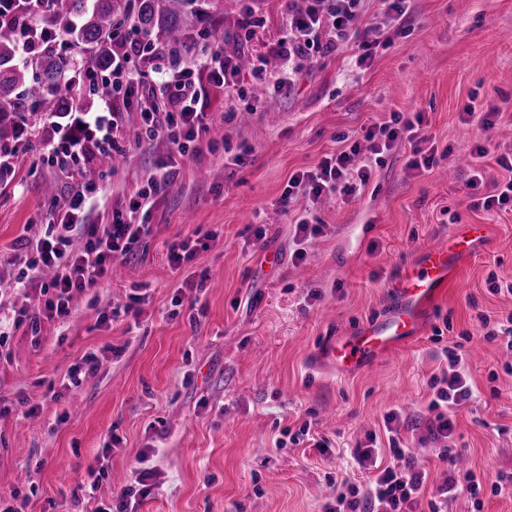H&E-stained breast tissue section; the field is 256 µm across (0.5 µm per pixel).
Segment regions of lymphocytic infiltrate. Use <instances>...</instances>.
Wrapping results in <instances>:
<instances>
[{
    "instance_id": "lymphocytic-infiltrate-1",
    "label": "lymphocytic infiltrate",
    "mask_w": 512,
    "mask_h": 512,
    "mask_svg": "<svg viewBox=\"0 0 512 512\" xmlns=\"http://www.w3.org/2000/svg\"><path fill=\"white\" fill-rule=\"evenodd\" d=\"M361 0H288L285 19L289 35L274 49L279 66L274 87L292 88L303 63L312 52L333 51L358 13ZM51 0H0V26L12 27L19 48V60L29 64L47 52H55L74 60V74L98 95L100 87L111 88L112 94L100 97L97 107L84 108L68 95H59L56 108L48 116L44 130L43 160L57 173L74 181L76 188L68 198L63 216L51 225L47 237L29 242L28 281L48 291L45 310L60 319L71 313L75 294L99 287L110 277L115 266L126 263L133 254L132 246L141 236L150 234L152 227L146 219L155 205L156 197L165 192L173 181V167L169 160H161L143 178L140 188L131 197L127 210H116L106 224L85 221L87 201L98 190L96 182L86 179V172L95 165L99 155L115 148L114 132L123 110L142 108L140 133L153 139L165 136L179 154H187L190 147L202 140L209 130L211 117L202 110V88L196 85V70L208 71L213 85L232 94L239 72L237 53L216 48L202 63H189L176 70L161 87L149 82L150 73L133 68L134 60H147L158 48L151 38L137 35L127 38L115 33L119 51L114 52L109 69L99 71L83 62L84 48L69 40L67 33L77 27L71 18L55 24L46 16ZM357 146H350L325 156L315 170L293 175L289 188H303L312 198L323 195L356 197L370 179L368 165H357ZM356 172L357 181H350L349 172ZM446 368L434 377L437 387L429 408L436 416L430 433L444 442L442 458L455 462L458 453L449 448L453 422L448 408L462 405L472 396L462 356L454 350L446 351ZM400 424L398 411L385 418L389 435L387 466H377L372 449L357 453L358 468L369 471L363 485L343 482L336 496L324 505V512H419L428 506L429 512H448L449 494L454 491L455 479L439 487L437 495L425 497L428 481L425 470L417 467L410 448L397 436Z\"/></svg>"
}]
</instances>
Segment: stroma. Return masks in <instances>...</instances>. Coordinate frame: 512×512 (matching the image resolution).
<instances>
[{
    "label": "stroma",
    "mask_w": 512,
    "mask_h": 512,
    "mask_svg": "<svg viewBox=\"0 0 512 512\" xmlns=\"http://www.w3.org/2000/svg\"><path fill=\"white\" fill-rule=\"evenodd\" d=\"M408 5L369 65H356L354 42L378 23L377 0H362L349 40L307 62L290 92L251 68L238 73L236 96L206 85L204 108L221 136L178 158L136 260L76 295L64 319L46 316L38 285L16 288L25 241L45 236L71 190L40 159L45 113H27L29 136L0 174V504L91 512L80 488L87 465L105 455L96 502L107 504L147 449L150 493L135 512H323L338 480L364 481L351 456L394 408L398 436L435 495L448 465L429 437L430 381L458 342L474 397L451 414V444L483 482L512 475V353L483 341L480 322L512 314V294L492 289L512 283V210L475 205L503 180L496 157L512 149V0ZM284 16L285 0H222L202 16L217 31L193 55L204 59L219 43L267 55L286 34ZM468 104L499 111L494 128L463 122ZM395 112L422 113L419 134L437 166L411 168L404 139L373 154L366 129ZM140 125L139 112L124 113L115 133L123 162L99 177L89 223L127 207L171 153L163 138L138 139ZM477 143L485 157L473 155ZM352 145L372 159L360 196L282 204L292 175ZM477 168L483 183L474 188ZM302 217L321 233L298 240ZM470 224L486 225L488 241L440 289L417 342L355 373L319 363L324 339L386 313L399 272L421 249ZM194 234L205 249L170 265L169 246ZM135 296L139 314L101 323ZM90 353L97 371L71 384L70 369ZM305 424L328 448L292 442Z\"/></svg>",
    "instance_id": "stroma-1"
}]
</instances>
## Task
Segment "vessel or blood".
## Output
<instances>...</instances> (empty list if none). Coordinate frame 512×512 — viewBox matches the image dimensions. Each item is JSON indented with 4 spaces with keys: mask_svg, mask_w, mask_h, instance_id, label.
I'll use <instances>...</instances> for the list:
<instances>
[{
    "mask_svg": "<svg viewBox=\"0 0 512 512\" xmlns=\"http://www.w3.org/2000/svg\"><path fill=\"white\" fill-rule=\"evenodd\" d=\"M481 224L468 225L439 247L421 251L419 262L406 267L392 289L388 312L363 326L355 335L329 339L318 351L326 366L342 372L364 370L374 356L414 342L422 329L423 312L438 288L445 284L458 260L486 239Z\"/></svg>",
    "mask_w": 512,
    "mask_h": 512,
    "instance_id": "b4317fda",
    "label": "vessel or blood"
}]
</instances>
